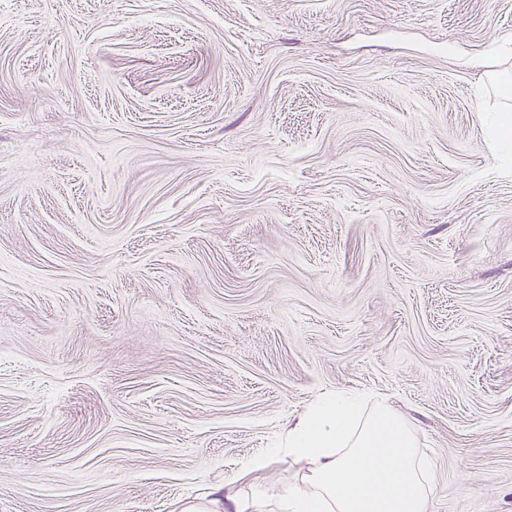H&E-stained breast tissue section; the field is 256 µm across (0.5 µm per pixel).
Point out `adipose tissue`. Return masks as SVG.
<instances>
[{"mask_svg":"<svg viewBox=\"0 0 512 512\" xmlns=\"http://www.w3.org/2000/svg\"><path fill=\"white\" fill-rule=\"evenodd\" d=\"M281 450L310 468L302 485L275 492L279 512H431L432 463L388 406L322 395L289 424Z\"/></svg>","mask_w":512,"mask_h":512,"instance_id":"adipose-tissue-1","label":"adipose tissue"}]
</instances>
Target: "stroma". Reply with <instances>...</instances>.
<instances>
[{
  "mask_svg": "<svg viewBox=\"0 0 512 512\" xmlns=\"http://www.w3.org/2000/svg\"><path fill=\"white\" fill-rule=\"evenodd\" d=\"M505 40L512 0H0V512L297 484L336 390L432 512H512Z\"/></svg>",
  "mask_w": 512,
  "mask_h": 512,
  "instance_id": "1",
  "label": "stroma"
}]
</instances>
